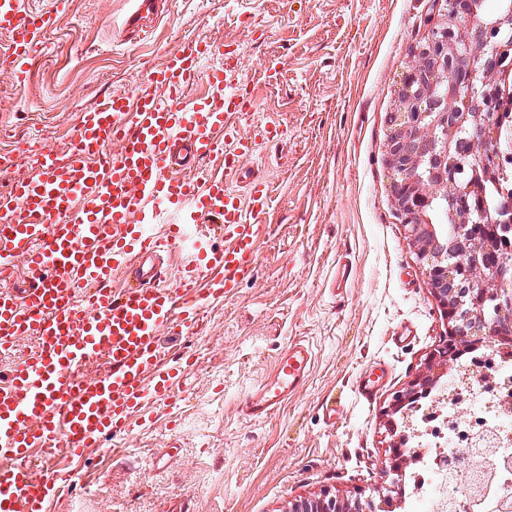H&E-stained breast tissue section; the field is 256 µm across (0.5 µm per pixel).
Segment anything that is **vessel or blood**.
<instances>
[{
    "mask_svg": "<svg viewBox=\"0 0 512 512\" xmlns=\"http://www.w3.org/2000/svg\"><path fill=\"white\" fill-rule=\"evenodd\" d=\"M51 4L41 12L26 0H0V34L10 40L0 68L17 81L26 80L30 57L69 0ZM159 8L160 0H141L125 19L127 32L142 31ZM210 55L224 64L210 73L209 94L186 100ZM235 70L223 45H184L149 76L162 96L104 98L82 112L78 144L65 159L30 146L36 174L0 191V271L22 261L29 282L20 292L0 289V349L24 336L37 342L33 358L0 384V512H49L71 480L46 459L61 451L84 457L167 404L194 359L169 358L163 337L176 326L197 328L207 307L253 276L271 190L247 176L261 140L246 127L255 105L235 92ZM206 158L219 165L196 178ZM211 232L223 246L207 245ZM166 243L191 255L170 288L156 264ZM119 271L129 282L116 293ZM201 272L215 273L209 287H199ZM101 356L107 374H82ZM311 359L306 344L289 343L244 398V414L259 420L282 406L304 385Z\"/></svg>",
    "mask_w": 512,
    "mask_h": 512,
    "instance_id": "b4317fda",
    "label": "vessel or blood"
}]
</instances>
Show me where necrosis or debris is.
<instances>
[{
    "label": "necrosis or debris",
    "instance_id": "obj_1",
    "mask_svg": "<svg viewBox=\"0 0 512 512\" xmlns=\"http://www.w3.org/2000/svg\"><path fill=\"white\" fill-rule=\"evenodd\" d=\"M465 374L414 415L408 512H505L512 504V350L470 355ZM468 406L458 417L455 406Z\"/></svg>",
    "mask_w": 512,
    "mask_h": 512
}]
</instances>
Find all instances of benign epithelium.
I'll return each instance as SVG.
<instances>
[{
	"instance_id": "obj_1",
	"label": "benign epithelium",
	"mask_w": 512,
	"mask_h": 512,
	"mask_svg": "<svg viewBox=\"0 0 512 512\" xmlns=\"http://www.w3.org/2000/svg\"><path fill=\"white\" fill-rule=\"evenodd\" d=\"M430 32L412 50L413 64L400 79L397 103L386 117L391 195L410 245L437 302L445 331L409 384L392 393L384 414L391 437L385 481L352 502L328 493L303 498L289 512H384L404 497L402 477L416 455L398 432L394 415L427 393L448 370H457L459 350L512 341V263L489 265L476 224L456 219L437 237L425 208L460 195L457 170L448 164L454 134L475 124L470 153L478 160L499 151V133L485 124L494 112L501 63L512 53V5L494 20L479 15L472 0H429Z\"/></svg>"
}]
</instances>
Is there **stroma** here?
Returning a JSON list of instances; mask_svg holds the SVG:
<instances>
[{"instance_id":"1","label":"stroma","mask_w":512,"mask_h":512,"mask_svg":"<svg viewBox=\"0 0 512 512\" xmlns=\"http://www.w3.org/2000/svg\"><path fill=\"white\" fill-rule=\"evenodd\" d=\"M134 7L71 0L25 82L0 70V154L28 142L67 155L95 101L160 95L147 76L186 40L233 43L257 103L252 129L279 126L247 162L270 185L271 229L255 278L207 308L196 336L167 339L171 356L195 358L171 405L75 464L76 487L53 512H287L324 490L354 498L382 478L384 407L442 331L385 166L384 120L428 33V0H164L131 37ZM341 261L352 273L338 289ZM295 340L313 355L305 386L249 419L242 399ZM379 369L377 395L360 398L357 380Z\"/></svg>"}]
</instances>
